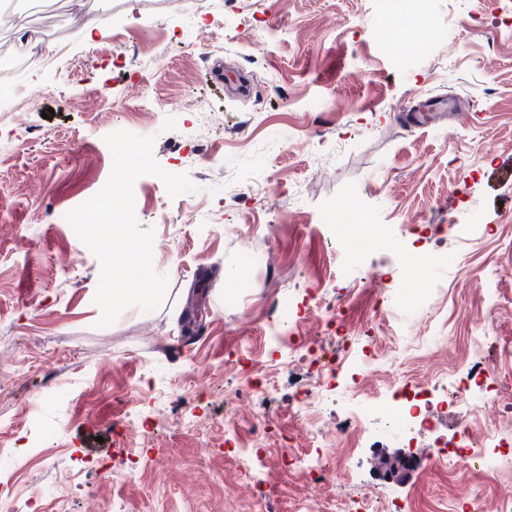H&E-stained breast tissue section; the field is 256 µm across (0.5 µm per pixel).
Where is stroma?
<instances>
[{"label":"stroma","mask_w":512,"mask_h":512,"mask_svg":"<svg viewBox=\"0 0 512 512\" xmlns=\"http://www.w3.org/2000/svg\"><path fill=\"white\" fill-rule=\"evenodd\" d=\"M56 2L31 19L0 0V48L17 28L40 30L50 60L25 75L20 99L0 98V485L10 488L0 512H32L36 495L41 512H307L363 484L399 494L407 512H498L512 482L476 478L478 459L462 472L432 468L427 435L400 481L379 468L397 440L351 448L356 482L342 473L315 490L281 470L289 437L306 429L288 396L309 361L274 371L272 394L237 411L244 433L270 421L263 461L227 445L224 397L245 378L233 360L263 357L270 300L310 288L346 299L342 331L306 321L321 366L370 344L378 368L453 382L494 278L501 305L483 357L491 380L512 371V27L499 23L512 0H426L422 28L399 26L391 0ZM99 13L104 32L84 39V17ZM424 32L432 51L413 56ZM218 70L257 81L242 94ZM438 96L453 111L406 124ZM117 130L155 136L162 168L198 190L173 198L157 177L136 181L135 215L155 231L168 291L153 312L130 307L101 328L100 263L52 217L105 185L104 138ZM344 210L354 224H331ZM229 269L238 280H225ZM377 292L393 302L381 323ZM510 397L459 406L448 425L510 427ZM35 406L42 434L29 427Z\"/></svg>","instance_id":"35a3bbf8"}]
</instances>
